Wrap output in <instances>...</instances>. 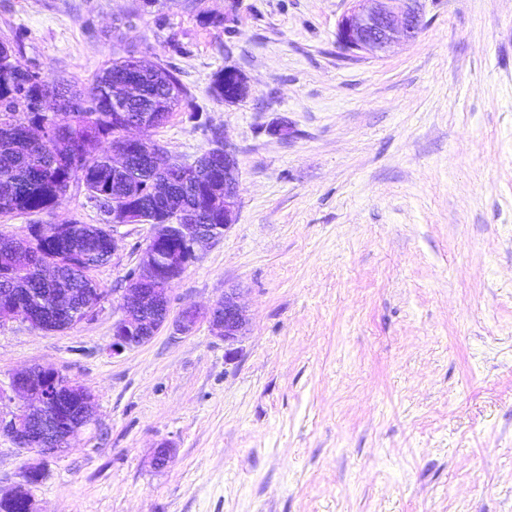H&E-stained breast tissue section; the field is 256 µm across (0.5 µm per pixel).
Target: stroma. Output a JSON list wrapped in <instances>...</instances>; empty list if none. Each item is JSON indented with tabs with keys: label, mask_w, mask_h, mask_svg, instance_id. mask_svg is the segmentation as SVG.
<instances>
[{
	"label": "stroma",
	"mask_w": 512,
	"mask_h": 512,
	"mask_svg": "<svg viewBox=\"0 0 512 512\" xmlns=\"http://www.w3.org/2000/svg\"><path fill=\"white\" fill-rule=\"evenodd\" d=\"M0 0V37L50 84L88 83L134 54L173 70L190 104L149 132L193 162L219 129L237 151L238 218L171 287L172 310L240 290L231 346L164 324L112 351L149 236L93 276L106 300L57 332L0 325V414L32 364L93 395L58 455L0 432V496L38 459L39 512H512V0H422L410 42L349 57L346 0ZM250 96L217 101L224 65ZM100 224L84 195L0 218ZM173 453L151 464L158 444ZM232 77L237 82L238 94L224 100V78ZM212 95L220 102L235 104L244 101L250 93V86L246 76L234 65H224V69L217 71L211 83Z\"/></svg>",
	"instance_id": "stroma-1"
}]
</instances>
